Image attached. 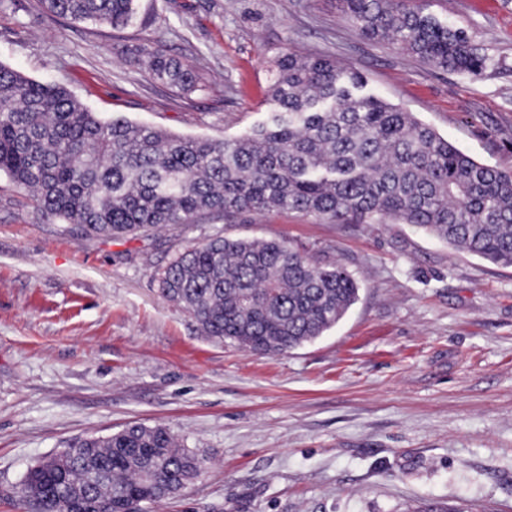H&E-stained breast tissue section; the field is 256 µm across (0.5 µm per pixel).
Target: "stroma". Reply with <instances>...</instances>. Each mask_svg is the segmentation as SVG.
<instances>
[{"label": "stroma", "instance_id": "obj_1", "mask_svg": "<svg viewBox=\"0 0 512 512\" xmlns=\"http://www.w3.org/2000/svg\"><path fill=\"white\" fill-rule=\"evenodd\" d=\"M414 5L464 28L485 69L445 71L365 38L340 0H139L122 30L0 0V63L101 119L221 140L266 121L275 56L324 57L512 172V0ZM149 40L193 66L195 90L133 62ZM215 234L325 251L359 300L283 355L202 336L156 274ZM134 424L167 427L204 462L156 512H512V267L409 224L283 209L106 241L0 174V512H28L36 461Z\"/></svg>", "mask_w": 512, "mask_h": 512}]
</instances>
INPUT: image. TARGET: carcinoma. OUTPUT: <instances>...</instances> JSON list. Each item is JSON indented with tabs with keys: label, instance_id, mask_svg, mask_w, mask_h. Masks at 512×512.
<instances>
[{
	"label": "carcinoma",
	"instance_id": "carcinoma-1",
	"mask_svg": "<svg viewBox=\"0 0 512 512\" xmlns=\"http://www.w3.org/2000/svg\"><path fill=\"white\" fill-rule=\"evenodd\" d=\"M48 14L129 26L138 0H40ZM360 33L443 70L477 75L487 57L461 27L407 0H342ZM155 81L191 91L189 65L148 42ZM270 123L241 138L182 137L100 120L63 87L0 64V173L46 216L105 240L168 224L288 209L334 224H411L449 248L512 267V173L480 163L412 112L365 92L351 69L291 52L274 62ZM161 295L208 338L277 356L323 336L359 297L354 274L280 240L214 235L159 273ZM24 482L44 512H146L198 477L202 460L162 425L72 444Z\"/></svg>",
	"mask_w": 512,
	"mask_h": 512
}]
</instances>
